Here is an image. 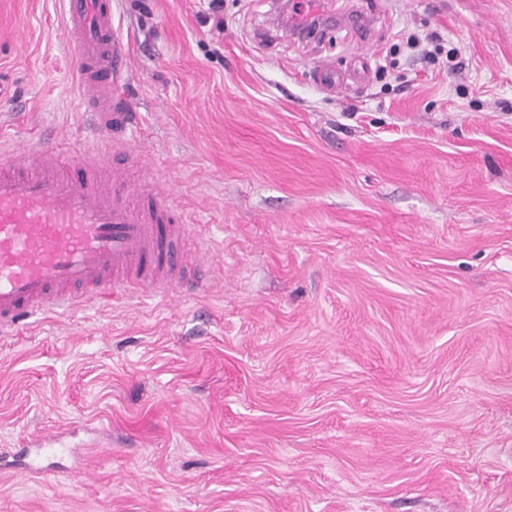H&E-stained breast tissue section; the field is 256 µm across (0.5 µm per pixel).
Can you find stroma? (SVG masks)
<instances>
[{
  "mask_svg": "<svg viewBox=\"0 0 512 512\" xmlns=\"http://www.w3.org/2000/svg\"><path fill=\"white\" fill-rule=\"evenodd\" d=\"M331 2L304 40L278 0H119L141 137L99 150L207 274L0 344V448L88 471L0 470V512H512V0ZM79 94L60 0H0V147L78 144ZM407 45L413 50L414 56L431 62H437L443 53L439 38L433 33H414L407 40ZM52 439L53 435H44L31 445L34 448H0V467L1 464L14 466L23 472L24 476L54 474L58 473V470L48 461L55 458L58 453L83 456L82 448H46Z\"/></svg>",
  "mask_w": 512,
  "mask_h": 512,
  "instance_id": "obj_1",
  "label": "stroma"
}]
</instances>
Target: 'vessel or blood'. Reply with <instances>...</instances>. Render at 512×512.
I'll use <instances>...</instances> for the list:
<instances>
[{"mask_svg":"<svg viewBox=\"0 0 512 512\" xmlns=\"http://www.w3.org/2000/svg\"><path fill=\"white\" fill-rule=\"evenodd\" d=\"M68 51L82 104L132 152L136 127L124 93L128 48L114 24V0H63ZM101 154L69 145L0 150V335L19 333L44 312L87 304L103 290L171 298L198 285L202 254L186 259L184 211L154 174L129 185L104 182ZM51 436L29 448H0V465L24 475L54 473Z\"/></svg>","mask_w":512,"mask_h":512,"instance_id":"b4317fda","label":"vessel or blood"}]
</instances>
